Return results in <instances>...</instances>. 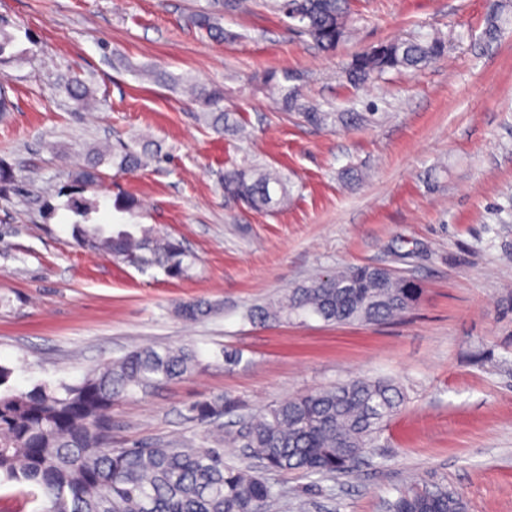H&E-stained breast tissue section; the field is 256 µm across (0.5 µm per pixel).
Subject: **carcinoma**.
I'll return each mask as SVG.
<instances>
[{
  "instance_id": "1",
  "label": "carcinoma",
  "mask_w": 512,
  "mask_h": 512,
  "mask_svg": "<svg viewBox=\"0 0 512 512\" xmlns=\"http://www.w3.org/2000/svg\"><path fill=\"white\" fill-rule=\"evenodd\" d=\"M277 10L297 22L316 46L332 51L347 33V0H273ZM196 29L224 39V28L212 12L194 15ZM446 43L439 37L380 44L359 54L346 69L353 83H363L389 69H418L440 58ZM64 89L75 107L87 104L84 81L69 79ZM194 101L211 127L224 131L219 107L224 91L201 87ZM302 118L326 125L328 112L305 106ZM167 155L148 142L138 151L124 143L112 151V164L137 170ZM287 198L283 178L275 171L243 163L224 169V196L262 211L272 201L270 186ZM80 220L72 227L76 244L114 260L158 267L166 276H189L194 260L183 244L154 225L134 223L108 232L89 223L96 201L83 195L68 200ZM114 207L137 216L139 201L121 194ZM420 288L403 287L402 277L379 266L347 267L319 276L289 291L281 300L249 310L254 323H278L316 316L328 324H377L407 314ZM212 307L196 301L176 313L190 321L207 318ZM197 363L188 347L158 352L136 348L124 357L93 367L78 384H38L29 391L10 385L13 371L0 365V479L29 486L26 494L43 503L42 512H266L274 496L260 470L224 464L217 436L213 448L164 446L112 447L110 412L117 397L146 391L191 372ZM400 386L388 379H352L292 397L270 407L238 435L262 467L313 475L350 473L382 423L404 404ZM224 399L201 401L189 411L199 418L224 414ZM389 512H465L459 496L444 485L415 494L400 493L387 502Z\"/></svg>"
}]
</instances>
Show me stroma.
Instances as JSON below:
<instances>
[{"instance_id": "1", "label": "stroma", "mask_w": 512, "mask_h": 512, "mask_svg": "<svg viewBox=\"0 0 512 512\" xmlns=\"http://www.w3.org/2000/svg\"><path fill=\"white\" fill-rule=\"evenodd\" d=\"M213 0H0L17 62L0 65L15 110L0 122V365L12 386L76 383L137 346H187V375L119 400L112 445L210 446L214 426L191 403L224 397L222 422L353 378L406 394L348 475L269 470L268 512H386L403 490L442 484L465 512H512V0H351L348 33L321 51L267 0L223 10L226 36L192 24ZM500 31L489 37V19ZM445 40L417 71L361 85L343 69L382 42ZM166 73L168 87L153 75ZM288 75L301 103L364 112L353 127L307 124L275 103L264 74ZM91 89L76 109L61 86ZM217 86L245 135L216 133L184 86ZM159 143L169 162L135 173L111 162L85 190L94 222L130 223L117 192L136 196L195 258L189 278L139 270L78 248L67 202L104 146ZM279 172L285 203L253 211L226 200L233 163ZM82 188V187H81ZM354 265L393 268L421 294L401 318L329 325L310 317L262 325L248 310ZM204 300L214 313L178 317ZM242 355L224 364V348Z\"/></svg>"}]
</instances>
